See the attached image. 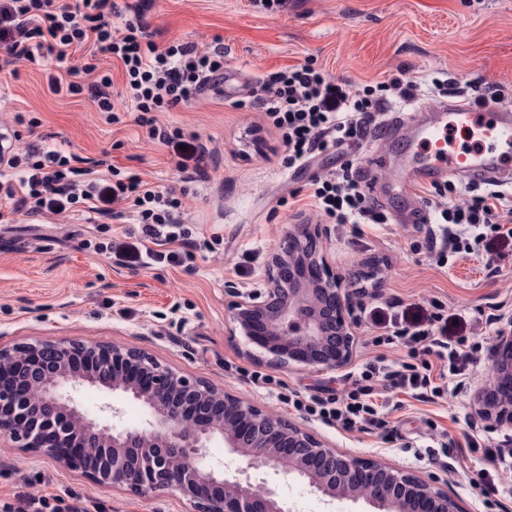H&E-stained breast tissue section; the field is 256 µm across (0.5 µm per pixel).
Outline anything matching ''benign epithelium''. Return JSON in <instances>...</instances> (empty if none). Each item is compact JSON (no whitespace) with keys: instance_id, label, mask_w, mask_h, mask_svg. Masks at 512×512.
<instances>
[{"instance_id":"1","label":"benign epithelium","mask_w":512,"mask_h":512,"mask_svg":"<svg viewBox=\"0 0 512 512\" xmlns=\"http://www.w3.org/2000/svg\"><path fill=\"white\" fill-rule=\"evenodd\" d=\"M321 234L317 225L288 233L270 259L267 287L232 292L235 320L280 365L336 369L352 357L351 301L320 251ZM82 357L96 365L70 366ZM491 372L480 413L492 428H512V331L495 337ZM85 386L141 402L146 426L120 428L82 410L67 391ZM216 437L245 463L242 473L281 471L373 512H458L447 493L413 475L338 455L300 427L142 352L109 341L0 348V441L78 469L98 485L175 492L196 512H284L265 481H231L208 462L205 449Z\"/></svg>"}]
</instances>
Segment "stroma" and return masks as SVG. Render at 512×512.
Instances as JSON below:
<instances>
[{
	"mask_svg": "<svg viewBox=\"0 0 512 512\" xmlns=\"http://www.w3.org/2000/svg\"><path fill=\"white\" fill-rule=\"evenodd\" d=\"M148 22L162 47L223 43L226 70L247 93L264 73L312 61L358 87L403 70L426 85L448 80L454 93L470 83L489 86L499 102L512 105V0H288L286 8L268 13L249 0H154ZM102 66L112 74V101L124 111L123 123L108 121L86 96L53 94L47 71L28 66L0 77V122L19 112L37 117L25 141L107 158L159 189L174 185L168 147L140 138L133 108L120 96V66L108 59ZM160 121L200 134L214 151L206 176L190 185L186 226L201 249L183 264L144 269L91 249L102 243L130 254L140 250V229L129 222L91 224L74 212L0 223V348L34 340L133 348L301 427L336 453L425 480L446 491L459 512H512L511 463L440 448L446 434L512 451V428L489 430L478 414V396L491 375L490 339L512 327V240L487 236L480 255L452 254L442 266L423 246L426 225L413 233L395 223L323 225L321 252L330 268L343 288L363 294L364 306L354 312L352 357L335 370L273 365L239 330L225 289L261 286L288 231L312 222L311 201L301 190L309 173L283 168L284 149L260 112L233 108L216 90L161 113ZM286 195L288 206H278ZM394 299L402 302L395 311L389 306ZM437 305L450 338L478 344L477 360L435 401L389 394L394 432H347L288 406V395L309 399L348 386L350 372L377 355L370 339L391 314L413 327ZM74 398L94 414L111 402L120 410L119 426L145 424L143 408L132 399L87 387ZM260 476L276 489L285 512L365 510L363 503L311 491L291 475L265 469ZM34 491L81 501L92 512L189 508L168 492L101 487L81 472L0 446V502Z\"/></svg>",
	"mask_w": 512,
	"mask_h": 512,
	"instance_id": "stroma-1",
	"label": "stroma"
}]
</instances>
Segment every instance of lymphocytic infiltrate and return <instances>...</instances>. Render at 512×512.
Returning a JSON list of instances; mask_svg holds the SVG:
<instances>
[{
  "label": "lymphocytic infiltrate",
  "instance_id": "lymphocytic-infiltrate-1",
  "mask_svg": "<svg viewBox=\"0 0 512 512\" xmlns=\"http://www.w3.org/2000/svg\"><path fill=\"white\" fill-rule=\"evenodd\" d=\"M151 6L152 0L125 5L117 0H0V72L16 74L21 62L54 63L53 93L90 94L99 111L117 123L121 117L109 92L112 79L97 64L99 56L112 57L123 67L124 94L142 135L150 142L179 139L182 130L165 128L158 115L188 104L207 85H218L224 77V48L159 47L146 22ZM420 94L419 83L401 73L356 88L306 63L262 75L252 100L237 99L233 105L262 113L285 148L282 164L288 170H305L330 150L339 154V168L314 174L306 184L318 218L328 224H385L388 215L363 191L350 155L380 127L393 101L410 103ZM20 137L19 131L0 134V201L11 212L38 217L76 208L97 224L122 219L118 207L125 204L141 226L142 266L179 264L189 256L194 242L183 219V194L150 187L139 175L111 164L91 175L77 166L76 155L49 145L20 147ZM452 190L449 183L433 187L439 221L472 229L471 250H478L488 233L512 239V199L496 191L456 198ZM442 320L435 312L427 324L411 329L389 319L387 331L371 343L379 348L402 343L405 360L392 361L379 352L363 364L349 388L308 404L293 399V407L346 431H387L377 389L432 400L445 393L448 378L461 375L472 358L465 339L449 340Z\"/></svg>",
  "mask_w": 512,
  "mask_h": 512
}]
</instances>
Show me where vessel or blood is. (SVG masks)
<instances>
[{
    "instance_id": "obj_1",
    "label": "vessel or blood",
    "mask_w": 512,
    "mask_h": 512,
    "mask_svg": "<svg viewBox=\"0 0 512 512\" xmlns=\"http://www.w3.org/2000/svg\"><path fill=\"white\" fill-rule=\"evenodd\" d=\"M384 134L413 163L409 180L395 181L394 187L414 215L422 213L417 188L445 179L512 182L511 105H420L409 116L391 115Z\"/></svg>"
}]
</instances>
